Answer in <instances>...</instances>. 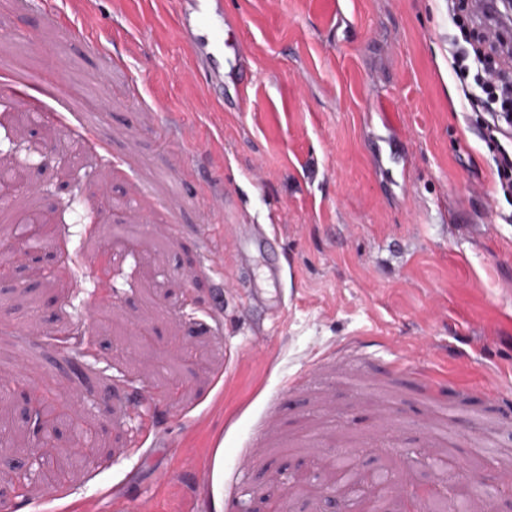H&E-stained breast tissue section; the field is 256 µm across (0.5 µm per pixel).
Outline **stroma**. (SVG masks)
<instances>
[{
    "label": "stroma",
    "instance_id": "35a3bbf8",
    "mask_svg": "<svg viewBox=\"0 0 512 512\" xmlns=\"http://www.w3.org/2000/svg\"><path fill=\"white\" fill-rule=\"evenodd\" d=\"M180 0H0V204L54 232L0 277V377L79 397L99 455L0 512H332L329 462L397 461L400 512L447 449L512 468V196L450 66L448 0H224L260 81L211 105ZM276 233L281 282L239 261ZM44 270L30 276L31 266ZM267 286L276 313L252 307Z\"/></svg>",
    "mask_w": 512,
    "mask_h": 512
}]
</instances>
